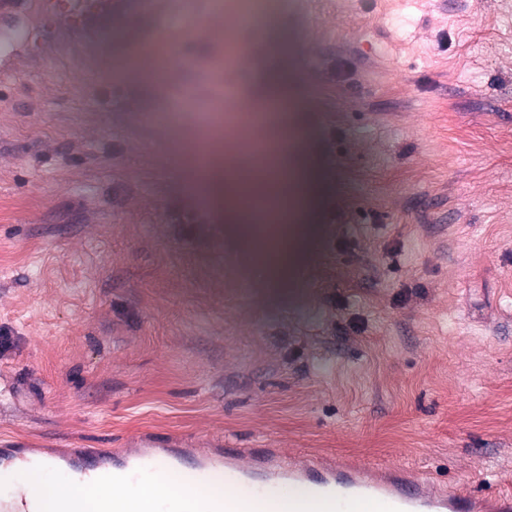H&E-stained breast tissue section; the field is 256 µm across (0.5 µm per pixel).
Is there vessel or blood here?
I'll list each match as a JSON object with an SVG mask.
<instances>
[{"label": "vessel or blood", "instance_id": "b4317fda", "mask_svg": "<svg viewBox=\"0 0 512 512\" xmlns=\"http://www.w3.org/2000/svg\"><path fill=\"white\" fill-rule=\"evenodd\" d=\"M45 10L56 25L74 35H87L107 23L140 25L159 9V0H44ZM170 27L184 32L193 42L218 41L222 27L213 21H185L183 14L169 15ZM224 96L231 102L237 123L248 121L255 107L252 100L228 87ZM111 467L95 460L59 465L67 478L81 476L112 488L107 512H126L124 492L130 482L150 478L159 482L176 480L206 489L215 473H222L229 486L243 487L250 495L269 490L285 493L301 483L313 489L296 512H346L356 503L371 505L372 512H512V496H483L445 488L427 480L410 481L401 474L377 475L363 466L327 463L311 457L296 459L270 448L242 454L228 448L218 456L203 455L193 461L179 456L162 457L157 443L142 438L131 447L112 453ZM189 512H249L248 497L210 496L191 499Z\"/></svg>", "mask_w": 512, "mask_h": 512}]
</instances>
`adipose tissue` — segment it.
Segmentation results:
<instances>
[{
  "label": "adipose tissue",
  "mask_w": 512,
  "mask_h": 512,
  "mask_svg": "<svg viewBox=\"0 0 512 512\" xmlns=\"http://www.w3.org/2000/svg\"><path fill=\"white\" fill-rule=\"evenodd\" d=\"M297 83L298 75L287 57L276 56L266 69L260 99L273 108L297 106ZM276 166L279 178L274 182L260 172L242 170L231 163L201 165L194 176L198 190L230 224L249 222L253 201L267 200L275 238L253 239L250 247L255 262L265 268L273 283L294 269L304 247L291 213L309 211L320 199L316 171L306 156L282 152L276 158ZM29 486L40 496V512H106L105 505L111 495L110 490L89 488L76 480L47 487L33 480ZM129 498L133 512H157L164 504L169 505L171 512H181L183 507L174 484L144 480L136 484Z\"/></svg>",
  "instance_id": "obj_1"
}]
</instances>
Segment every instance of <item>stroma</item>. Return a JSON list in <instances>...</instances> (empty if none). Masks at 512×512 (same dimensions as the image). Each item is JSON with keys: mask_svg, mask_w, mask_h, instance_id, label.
<instances>
[{"mask_svg": "<svg viewBox=\"0 0 512 512\" xmlns=\"http://www.w3.org/2000/svg\"><path fill=\"white\" fill-rule=\"evenodd\" d=\"M323 186L268 283L189 174L225 44L105 27L0 86V448L141 437L400 468L512 494V0H261ZM161 51L157 79L130 57Z\"/></svg>", "mask_w": 512, "mask_h": 512, "instance_id": "35a3bbf8", "label": "stroma"}]
</instances>
